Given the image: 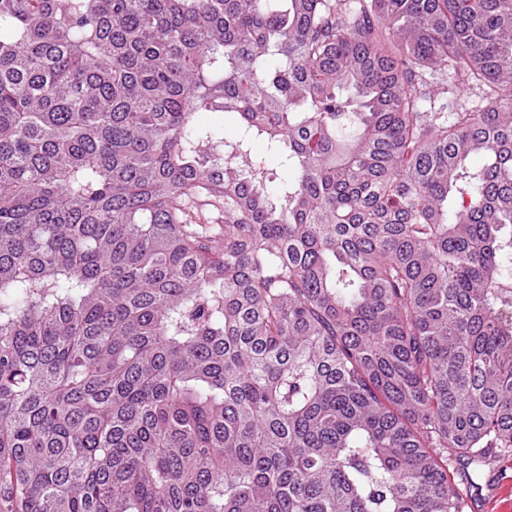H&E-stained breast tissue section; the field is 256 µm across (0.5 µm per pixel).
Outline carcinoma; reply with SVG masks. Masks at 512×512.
<instances>
[{"mask_svg": "<svg viewBox=\"0 0 512 512\" xmlns=\"http://www.w3.org/2000/svg\"><path fill=\"white\" fill-rule=\"evenodd\" d=\"M501 457L512 0H0V512H465Z\"/></svg>", "mask_w": 512, "mask_h": 512, "instance_id": "1", "label": "carcinoma"}]
</instances>
